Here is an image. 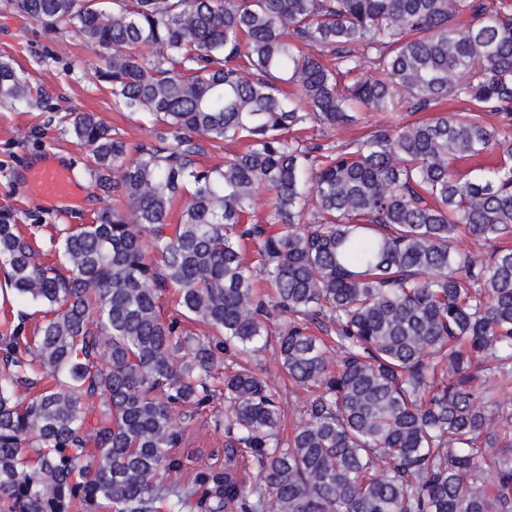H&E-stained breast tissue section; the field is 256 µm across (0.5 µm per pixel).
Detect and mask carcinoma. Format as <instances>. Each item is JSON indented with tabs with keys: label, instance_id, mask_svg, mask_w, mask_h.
Wrapping results in <instances>:
<instances>
[{
	"label": "carcinoma",
	"instance_id": "carcinoma-1",
	"mask_svg": "<svg viewBox=\"0 0 512 512\" xmlns=\"http://www.w3.org/2000/svg\"><path fill=\"white\" fill-rule=\"evenodd\" d=\"M8 2L110 51L84 79L163 130L130 160L71 114L85 173L124 204L46 240L0 217V288L20 303L0 321L3 512H512V0ZM31 96L0 61V99ZM449 97L475 109L334 153L290 135ZM234 140L247 150L199 165ZM490 148L488 175L456 174ZM263 190L271 217L245 223ZM462 232L489 256L453 249ZM277 315L281 371L313 392L286 438L256 359ZM219 388L226 467L169 480Z\"/></svg>",
	"mask_w": 512,
	"mask_h": 512
}]
</instances>
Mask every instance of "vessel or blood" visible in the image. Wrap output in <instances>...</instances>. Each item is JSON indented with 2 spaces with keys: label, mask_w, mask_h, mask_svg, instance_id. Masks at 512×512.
<instances>
[{
  "label": "vessel or blood",
  "mask_w": 512,
  "mask_h": 512,
  "mask_svg": "<svg viewBox=\"0 0 512 512\" xmlns=\"http://www.w3.org/2000/svg\"><path fill=\"white\" fill-rule=\"evenodd\" d=\"M23 182L38 199L48 203H64L72 208L80 205L84 192L70 167L51 157L26 166Z\"/></svg>",
  "instance_id": "obj_1"
}]
</instances>
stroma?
<instances>
[{
    "label": "stroma",
    "instance_id": "obj_1",
    "mask_svg": "<svg viewBox=\"0 0 512 512\" xmlns=\"http://www.w3.org/2000/svg\"><path fill=\"white\" fill-rule=\"evenodd\" d=\"M0 59L12 60L25 70L32 87L33 101L22 108L0 100V214L7 212L22 224L40 219L41 237L69 225L88 223L102 208L112 206L110 196L99 191L89 177H82L85 192L82 204L69 212L43 204L26 193L15 178L17 168L30 159L52 154L82 168L86 148L65 131L72 112H91L113 133L130 144L148 143L157 130L150 116L116 106L108 85L85 81L86 70L102 65V53L83 40L73 28L53 33L22 16L0 0ZM408 112L372 113L349 128L329 129L309 125L305 136L313 142L342 147L375 131L378 125L396 126L410 121ZM259 362L263 376L280 395L285 410V428L299 421L308 400L304 391H290L272 350L262 351ZM223 402L197 415L185 430L177 452L189 466L213 463L223 467L225 434L215 421L224 416Z\"/></svg>",
    "mask_w": 512,
    "mask_h": 512
}]
</instances>
